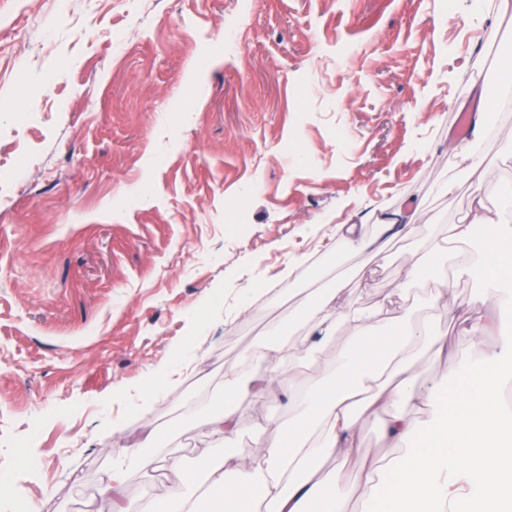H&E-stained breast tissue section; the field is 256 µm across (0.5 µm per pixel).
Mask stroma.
Returning a JSON list of instances; mask_svg holds the SVG:
<instances>
[{
    "mask_svg": "<svg viewBox=\"0 0 512 512\" xmlns=\"http://www.w3.org/2000/svg\"><path fill=\"white\" fill-rule=\"evenodd\" d=\"M499 0H0V512H84L110 463L146 433L185 466L208 452L205 423L179 426L197 395L224 404V364L331 289L334 308L386 295L455 338L454 365L420 350L416 378L440 389L494 347L457 321L482 287L449 272L453 309L422 306L434 276L409 280L423 240L481 194L512 200V95ZM486 117L481 178L458 157L455 118L475 89ZM422 203L409 234L351 249L341 227L382 239L383 216ZM242 219L244 231L229 232ZM269 292L250 314L245 289ZM198 358L148 413L150 378L186 340ZM289 419L287 396L240 410L242 463L254 421ZM118 420L121 430H103ZM372 425L337 473L354 492L367 461L393 456ZM36 458L30 470L21 457Z\"/></svg>",
    "mask_w": 512,
    "mask_h": 512,
    "instance_id": "35a3bbf8",
    "label": "stroma"
}]
</instances>
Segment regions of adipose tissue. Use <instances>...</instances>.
<instances>
[{
	"label": "adipose tissue",
	"mask_w": 512,
	"mask_h": 512,
	"mask_svg": "<svg viewBox=\"0 0 512 512\" xmlns=\"http://www.w3.org/2000/svg\"><path fill=\"white\" fill-rule=\"evenodd\" d=\"M496 100L479 95L471 113L470 141L462 152L471 175H480L486 115ZM472 218L450 225L447 236L429 239L422 263L448 253L449 240L471 243L466 265L483 284L481 296L461 321V334L473 340L489 328L485 305L512 307V257L495 247L499 231L512 225L505 213L489 216L481 196H474ZM332 296L311 297L305 311L320 343L334 342L338 323L352 336L330 357L334 378L289 379L292 417L287 425L257 424L261 439L251 466H243L226 444L239 431V409L273 395L280 372L294 366L313 347L307 338L285 342L277 331L258 337L248 356L255 364L243 374L238 363L224 367V406L208 421L213 459L201 468L160 459L149 446L120 448L101 479L98 499L115 512L118 494L130 470L169 468L177 476L149 512H343V498L327 464L358 456L366 425L381 422L382 435L395 453L383 464L366 465L356 486L362 512H473L474 499L496 504L512 501V408L499 400L512 379V331L483 353L462 399L418 381L409 371L418 346H428L437 360L453 361L457 346L438 330L410 324L402 305L384 297L369 310L333 312ZM388 324L391 334L379 361L365 357L373 326ZM431 408L424 430L410 413Z\"/></svg>",
	"instance_id": "ef3b65f1"
}]
</instances>
